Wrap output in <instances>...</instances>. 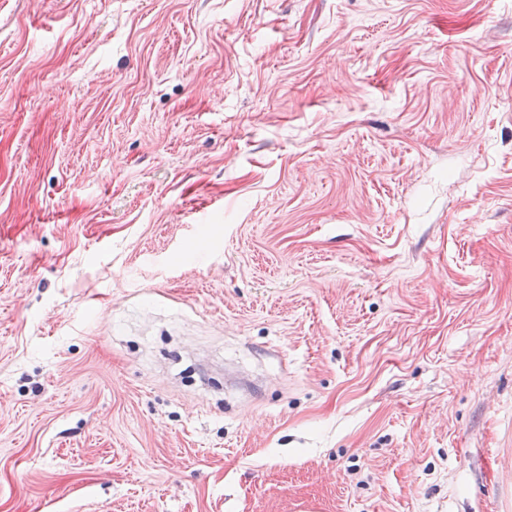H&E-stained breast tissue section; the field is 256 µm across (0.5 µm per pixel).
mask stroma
<instances>
[{
  "label": "stroma",
  "instance_id": "35a3bbf8",
  "mask_svg": "<svg viewBox=\"0 0 512 512\" xmlns=\"http://www.w3.org/2000/svg\"><path fill=\"white\" fill-rule=\"evenodd\" d=\"M0 512H512V0H0Z\"/></svg>",
  "mask_w": 512,
  "mask_h": 512
}]
</instances>
